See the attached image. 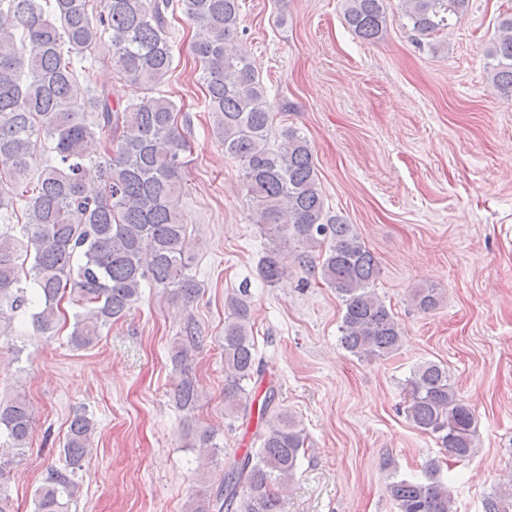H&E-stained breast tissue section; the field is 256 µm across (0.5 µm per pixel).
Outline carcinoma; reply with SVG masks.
I'll use <instances>...</instances> for the list:
<instances>
[{
    "mask_svg": "<svg viewBox=\"0 0 512 512\" xmlns=\"http://www.w3.org/2000/svg\"><path fill=\"white\" fill-rule=\"evenodd\" d=\"M403 26L429 36L461 18L470 0H400ZM240 0H0V216L11 217L13 197L27 198L17 217L22 239L0 238V335L12 314L37 303L36 332L58 329L61 302L79 308L70 343L86 348L123 317L145 285L174 301L193 302L200 288L191 274L195 255L177 206L190 142L178 127L181 108L154 90L174 63L170 19L181 12L195 28L191 48L200 62L205 108L214 118L224 155L241 164L252 207L269 246L257 273L269 285L295 262L336 291L343 314L340 345L358 359H382L403 342L393 313L375 290L378 261L351 224L330 214L308 141L295 130L273 149L267 92L252 64L235 49ZM345 25L364 41L380 39L390 20L388 0H344ZM110 52L112 66L148 90L125 104L92 81L90 63ZM486 78L512 94V14L498 22L485 51ZM53 161L31 182L27 159L36 146ZM98 183L88 186L90 169ZM32 259L20 286L21 259ZM411 299L427 312L440 303L433 288ZM249 289L228 302L224 319V418L248 421L257 411V450L225 464L217 479L203 478L185 512H286L307 436L289 411L275 405L273 386L261 390L264 363L253 332ZM172 348L183 372L175 405L192 411L201 393L186 374L196 324L188 319ZM402 413L432 436L452 459L475 450L474 415L434 361L415 367L403 383ZM33 407L22 394L0 402V479L28 444ZM95 423L84 414L70 422L66 465L37 489L34 512H67L77 485L72 468L93 447ZM441 467L429 460L423 477L387 485L397 512H454ZM483 512H512V479L484 498Z\"/></svg>",
    "mask_w": 512,
    "mask_h": 512,
    "instance_id": "carcinoma-1",
    "label": "carcinoma"
}]
</instances>
